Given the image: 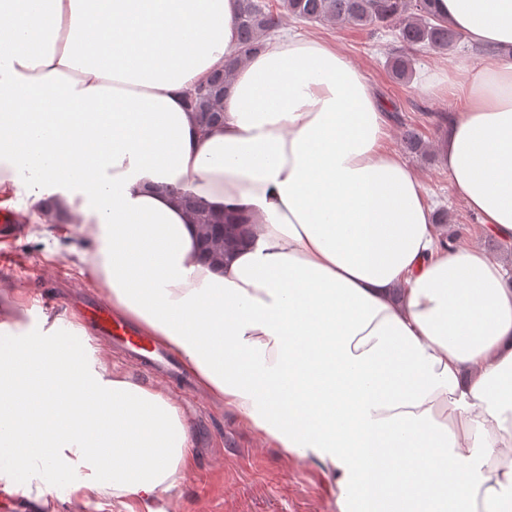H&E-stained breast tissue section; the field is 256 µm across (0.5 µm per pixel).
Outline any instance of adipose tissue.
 <instances>
[{
    "instance_id": "ef3b65f1",
    "label": "adipose tissue",
    "mask_w": 512,
    "mask_h": 512,
    "mask_svg": "<svg viewBox=\"0 0 512 512\" xmlns=\"http://www.w3.org/2000/svg\"><path fill=\"white\" fill-rule=\"evenodd\" d=\"M463 39L423 85L452 92L437 148L465 206L512 246V0H437ZM237 0H0V209L95 247L72 263L212 397L311 458L336 512H512V269L445 249L384 146L363 71L314 37L249 56L202 128L187 94L235 53ZM243 211L217 264L177 193ZM75 322L0 328V480L47 466L86 499L158 507L191 461L162 389Z\"/></svg>"
}]
</instances>
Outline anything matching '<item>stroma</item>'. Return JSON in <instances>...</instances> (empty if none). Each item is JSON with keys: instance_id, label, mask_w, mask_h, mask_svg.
<instances>
[{"instance_id": "1", "label": "stroma", "mask_w": 512, "mask_h": 512, "mask_svg": "<svg viewBox=\"0 0 512 512\" xmlns=\"http://www.w3.org/2000/svg\"><path fill=\"white\" fill-rule=\"evenodd\" d=\"M283 28L340 46L362 69L388 110L387 149L401 151V132L407 125L418 129L425 140H437L454 99L448 94L425 95L420 84L425 77L443 72L448 52L412 53L413 79L405 84L396 82L389 70V57L398 46L391 28L312 24L290 17L284 18ZM404 160L423 183L430 207L450 210L453 219L447 231L456 245L490 248L479 217L466 208L440 160L409 154ZM30 233L26 223L17 237L0 241V322H11L20 308L26 311V323L33 325L45 317L81 321L79 307L68 304V297L100 300L103 292L80 274L65 247L33 239ZM106 349L114 369L143 386L165 390L190 424L192 463L167 494V512H336L327 478L309 459L267 444L234 411L201 388L178 391L172 383L133 364L121 348L110 343ZM0 512H145V506L135 500L121 504L108 499L88 504L56 488L45 474L27 491H8L6 482L0 481Z\"/></svg>"}]
</instances>
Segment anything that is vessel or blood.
Returning a JSON list of instances; mask_svg holds the SVG:
<instances>
[{
  "label": "vessel or blood",
  "mask_w": 512,
  "mask_h": 512,
  "mask_svg": "<svg viewBox=\"0 0 512 512\" xmlns=\"http://www.w3.org/2000/svg\"><path fill=\"white\" fill-rule=\"evenodd\" d=\"M84 319L96 331L109 339L121 341L127 354L142 366L164 374L175 381L179 389H188L189 383L181 378L170 355L156 346L149 337L137 334L126 323L113 319L110 306L102 301L89 302L84 309Z\"/></svg>",
  "instance_id": "vessel-or-blood-1"
}]
</instances>
